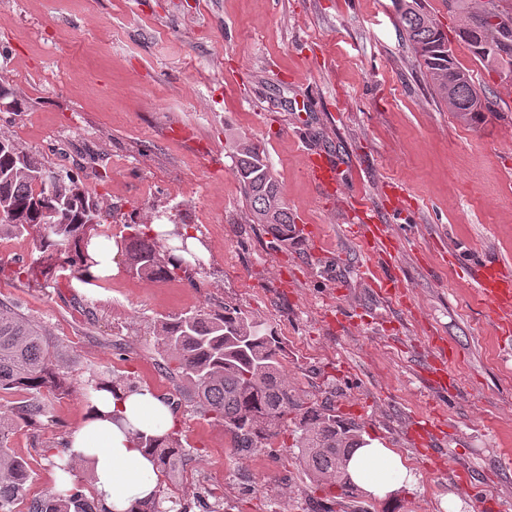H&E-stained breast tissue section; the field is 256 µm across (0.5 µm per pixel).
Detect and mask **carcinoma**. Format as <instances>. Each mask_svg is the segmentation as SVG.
<instances>
[{"instance_id":"cac0c4a2","label":"carcinoma","mask_w":512,"mask_h":512,"mask_svg":"<svg viewBox=\"0 0 512 512\" xmlns=\"http://www.w3.org/2000/svg\"><path fill=\"white\" fill-rule=\"evenodd\" d=\"M500 21L489 22L484 6L472 0H445L448 12L460 20L459 36L473 56L487 66L512 73V5L493 0ZM398 20L410 48L426 69L429 84L448 104L456 119L475 125L494 111L496 101L473 84L449 47L448 35L426 10L423 0H399ZM224 151L249 203L250 221L264 224L274 238L288 244L295 218L260 146L245 137H228ZM0 238L33 236L39 263L52 261L76 273L92 258L87 246L93 238L112 239L99 201L84 187L79 175L53 166L37 152L25 150L0 136ZM127 233L116 241L125 256L127 272L154 281L189 276L200 256L187 244L181 225L161 234H150L137 224H126ZM186 257L175 265L164 254L171 249ZM159 345L169 374L191 386L190 397L210 418L224 423V431L239 453L266 448L288 431V422L299 417L293 447L296 460L316 482L336 486L351 497L356 486L346 464L360 447V429L336 414L333 404L307 402L283 383L284 347L267 324L231 305L203 307L186 312L159 326ZM69 349L50 335L45 325L0 300V512H17L28 502L27 512H107L96 497L86 494L84 479L52 488L27 500L33 469L30 459L13 453L11 442L23 428L49 422L51 402L69 393L65 372ZM116 382L100 368L88 369L83 390L86 399L112 388ZM139 446L150 450L161 472L178 476L189 453L170 432L164 436L139 435ZM55 468L71 472L64 449H43ZM204 512H223L224 501L208 503L165 494L136 506L134 512H190L193 504Z\"/></svg>"}]
</instances>
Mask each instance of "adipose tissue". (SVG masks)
Wrapping results in <instances>:
<instances>
[{"mask_svg": "<svg viewBox=\"0 0 512 512\" xmlns=\"http://www.w3.org/2000/svg\"><path fill=\"white\" fill-rule=\"evenodd\" d=\"M174 424L171 406L149 389L104 390L67 434L66 456L93 474L94 494L107 512H130L158 491L157 466L150 451L139 447L137 437L142 432L164 435ZM347 472L357 487L380 499L415 482L402 457L372 439L356 449Z\"/></svg>", "mask_w": 512, "mask_h": 512, "instance_id": "1", "label": "adipose tissue"}]
</instances>
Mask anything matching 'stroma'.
I'll return each mask as SVG.
<instances>
[{"instance_id":"1","label":"stroma","mask_w":512,"mask_h":512,"mask_svg":"<svg viewBox=\"0 0 512 512\" xmlns=\"http://www.w3.org/2000/svg\"><path fill=\"white\" fill-rule=\"evenodd\" d=\"M496 114L467 126L430 88L396 22L393 0H0V79L25 102L0 112V134L78 173L109 212L114 235L165 211L203 241L190 278L151 282L121 258L90 284L26 270L32 237L0 238V299L68 345L71 392L54 424L22 429L13 450L35 472L30 497L55 483L33 444L60 442L83 418L87 367L177 398L175 430L191 451L186 479L164 491L224 483V512H512V354L476 298L475 273L512 270V80L477 61L443 0H424ZM263 149L296 218L275 247L224 152V136ZM338 173L312 181L307 155ZM365 200L385 225L392 258L344 236ZM396 276L403 301L373 277ZM223 302L263 320L285 350L284 379L309 401L332 400L362 437L398 452L416 483L390 499L339 498L290 452L292 433L236 453L224 425L200 413L166 370L161 321ZM448 358L452 385L431 387L427 361ZM446 423L447 465L408 438L415 417Z\"/></svg>"}]
</instances>
